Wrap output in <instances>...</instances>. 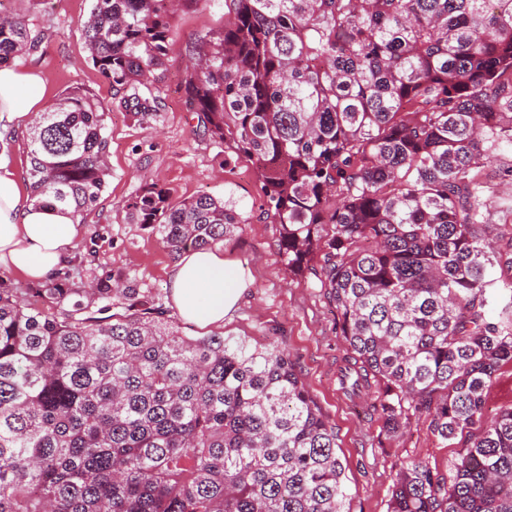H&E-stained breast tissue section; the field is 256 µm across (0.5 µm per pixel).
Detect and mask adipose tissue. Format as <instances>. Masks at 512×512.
<instances>
[{
    "mask_svg": "<svg viewBox=\"0 0 512 512\" xmlns=\"http://www.w3.org/2000/svg\"><path fill=\"white\" fill-rule=\"evenodd\" d=\"M42 78L0 66V264L33 280L62 271L74 255L78 226L70 214L38 206L10 164L12 144L41 112ZM179 315L201 326L221 325L246 287L238 267L210 249H190L169 278Z\"/></svg>",
    "mask_w": 512,
    "mask_h": 512,
    "instance_id": "adipose-tissue-1",
    "label": "adipose tissue"
}]
</instances>
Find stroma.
<instances>
[{
    "label": "stroma",
    "instance_id": "1",
    "mask_svg": "<svg viewBox=\"0 0 512 512\" xmlns=\"http://www.w3.org/2000/svg\"><path fill=\"white\" fill-rule=\"evenodd\" d=\"M90 9L91 0H0L1 12L29 19L43 36L37 50L22 51L13 61L20 71L41 74L43 105L65 88L79 86L92 89L110 108L105 121L110 174L95 208L78 227L75 249L79 255L94 249L95 259L72 263L63 277L81 287L130 276L172 306L169 277L177 258L149 230L128 220L126 200L153 182L176 200L202 192L232 198L246 223L215 249L238 264L248 286L220 330L287 353L335 429L350 512H388L404 459L427 461L434 471L450 475L478 426L443 441L421 421L401 437L380 441L381 421L367 414L363 400L348 399L339 389L336 361L345 344L336 310L320 289L289 271L278 249L277 227L264 214L262 183L252 163L205 134L186 107L187 62L201 41L223 29L224 0H199L175 16L162 75L138 88L159 107L156 119L143 124L120 106L88 60L81 29Z\"/></svg>",
    "mask_w": 512,
    "mask_h": 512
}]
</instances>
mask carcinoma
I'll return each instance as SVG.
<instances>
[{"instance_id": "obj_1", "label": "carcinoma", "mask_w": 512, "mask_h": 512, "mask_svg": "<svg viewBox=\"0 0 512 512\" xmlns=\"http://www.w3.org/2000/svg\"><path fill=\"white\" fill-rule=\"evenodd\" d=\"M200 0H92L89 60L139 122L136 84ZM196 53L190 111L257 168L288 269L313 280L349 347L341 389L371 393L389 440L426 416L443 441L483 416L512 362V237L486 238L488 164L512 147V0H224ZM41 37L0 17V64ZM107 107L64 91L30 133L31 199L79 224L109 170ZM168 251L247 219L208 193L149 184L126 205ZM41 303L0 276V512H350L336 433L288 355L186 336L150 289L75 288ZM388 512H512V406L446 479L401 463Z\"/></svg>"}]
</instances>
